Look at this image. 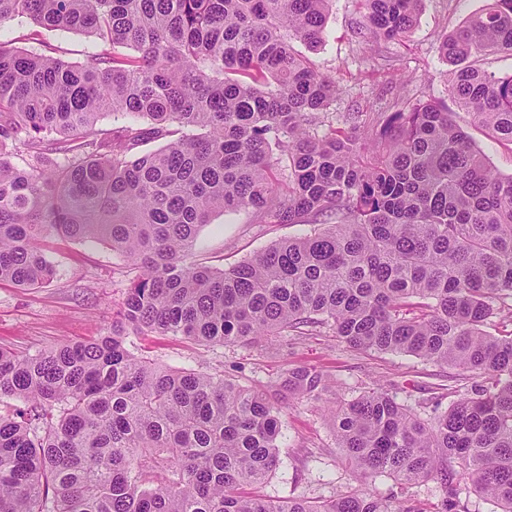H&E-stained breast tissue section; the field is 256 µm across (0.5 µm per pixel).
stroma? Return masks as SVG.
I'll return each instance as SVG.
<instances>
[{
  "instance_id": "1",
  "label": "stroma",
  "mask_w": 512,
  "mask_h": 512,
  "mask_svg": "<svg viewBox=\"0 0 512 512\" xmlns=\"http://www.w3.org/2000/svg\"><path fill=\"white\" fill-rule=\"evenodd\" d=\"M484 4L485 0H422L413 29L384 42L360 34V0H330L325 43L308 57L338 81L340 91L331 111L383 112L404 96L446 97L452 66L440 52L441 39ZM0 41L70 63L83 61L91 47L83 34L47 32L25 18L1 25ZM452 118L498 174L512 175L511 147L473 124L467 113L456 112ZM309 231L306 224H262L245 211L220 213L201 227L194 259L221 268L274 240ZM42 249L56 270L51 283L40 288L0 283V347L25 354L109 335L131 277L126 260L90 240L51 236ZM130 348L166 366L223 374L261 391L298 366L322 369L358 392L384 383L417 399L436 387L461 384L455 368H440L406 354L355 351L326 329L304 336H271L256 346H214L147 333L131 337ZM280 419V464L258 486L259 494L274 500L329 498L360 488L359 479L336 455L334 433L323 410L290 401L283 404Z\"/></svg>"
}]
</instances>
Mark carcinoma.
I'll return each instance as SVG.
<instances>
[{"label":"carcinoma","mask_w":512,"mask_h":512,"mask_svg":"<svg viewBox=\"0 0 512 512\" xmlns=\"http://www.w3.org/2000/svg\"><path fill=\"white\" fill-rule=\"evenodd\" d=\"M361 2L365 33L394 40L422 0ZM328 4L0 0V26L26 18L96 47L72 64L0 42V281L48 283L49 235L102 243L139 269L112 335L0 348V404L22 402L0 410V512H422L410 490L428 481L442 492L435 512H455L470 487L512 512V176L435 99L336 125V78L303 53L324 42ZM440 51L453 103L512 146V73L481 66L512 56V0H486ZM109 114L151 127L105 133ZM160 136L172 140L134 153ZM241 210L312 229L222 269L192 262L199 228ZM320 327L472 379L441 412L435 392L341 399L336 449L365 488L328 499L245 493L279 465L278 403L127 342L255 345ZM332 383L313 366L279 381L312 402ZM379 477L400 494L379 492Z\"/></svg>","instance_id":"cac0c4a2"}]
</instances>
